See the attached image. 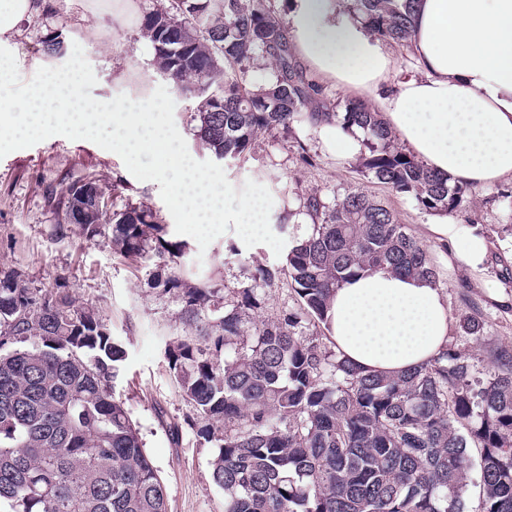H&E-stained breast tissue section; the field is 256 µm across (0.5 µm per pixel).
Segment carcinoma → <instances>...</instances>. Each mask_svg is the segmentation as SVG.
I'll return each instance as SVG.
<instances>
[{
    "mask_svg": "<svg viewBox=\"0 0 512 512\" xmlns=\"http://www.w3.org/2000/svg\"><path fill=\"white\" fill-rule=\"evenodd\" d=\"M415 0H351L370 32L404 45ZM156 67L195 99L197 139L236 162L257 134L341 118L375 140L363 168L414 196L427 211L454 213L465 189L397 144L378 111L349 101L342 114L316 106L318 89L297 62L271 0H165L142 20ZM274 77L252 89L237 74L257 58ZM89 240L147 258L150 287L175 296L191 338L166 343L170 373L191 405L184 423L216 449L213 483L224 512H467L468 449H481V512H512V346L489 351L478 375L470 356L445 350L398 376L363 374L305 330L326 321L331 293L354 275L389 269L436 278L427 249L393 212L360 189L329 201L303 196L312 231L287 255L298 308L259 319L272 273L255 269L233 299L172 272L184 243L165 239L152 210L112 212L93 179L50 192L59 225L86 190ZM111 234H106V227ZM460 328L478 341L474 308ZM24 349L3 352L16 343ZM125 350L96 310L18 273L0 278V512H168V494L116 397Z\"/></svg>",
    "mask_w": 512,
    "mask_h": 512,
    "instance_id": "1",
    "label": "carcinoma"
}]
</instances>
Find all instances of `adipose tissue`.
Wrapping results in <instances>:
<instances>
[{
  "mask_svg": "<svg viewBox=\"0 0 512 512\" xmlns=\"http://www.w3.org/2000/svg\"><path fill=\"white\" fill-rule=\"evenodd\" d=\"M300 60L343 91L376 98L386 126L424 165L451 182L487 188L512 180V0H416L411 47L419 71L401 70L350 18L345 0H292L286 18ZM447 251L484 276L488 243L478 224H432ZM328 335L366 374H400L439 357L452 325L441 284L387 270L333 294Z\"/></svg>",
  "mask_w": 512,
  "mask_h": 512,
  "instance_id": "ef3b65f1",
  "label": "adipose tissue"
}]
</instances>
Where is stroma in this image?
I'll use <instances>...</instances> for the list:
<instances>
[{"instance_id":"35a3bbf8","label":"stroma","mask_w":512,"mask_h":512,"mask_svg":"<svg viewBox=\"0 0 512 512\" xmlns=\"http://www.w3.org/2000/svg\"><path fill=\"white\" fill-rule=\"evenodd\" d=\"M47 2L49 11L38 13L9 46L23 81H30L39 67L64 64L66 51L78 45L96 74L97 84L90 93L98 100L121 93L146 98L163 84L152 45L140 32L144 14L159 0H129L121 25L107 8L93 15L84 13L81 0ZM54 29L65 35V53L48 58L40 53L39 41ZM293 131L292 144L279 136L258 134L244 159L224 164L230 183L240 189L251 179L270 190L274 200L270 222L286 225L283 238L289 244L310 230L302 222V198L307 194L330 199L355 188L382 202L429 252L454 325L449 347L476 355L479 368L487 369V350L512 345V183L468 189L463 210L449 216L457 224L483 226L489 241L486 278H476L462 266L449 272L440 245L426 230L440 221V213L423 210L412 196L367 176L360 158H335L320 144L314 125L297 124ZM299 143L315 154V166L298 163ZM89 174L97 177L114 209L129 203L150 207L158 222L168 225L167 239L177 240L158 183L136 179L116 153L88 140L59 135L0 158V272L21 273L37 288L61 282L64 294L94 307L126 349L116 391L166 485L169 512H224V493L210 477L214 450L183 427L189 405L165 357L167 341L191 334L180 319L179 304L171 295L148 287L152 262L123 258L105 239H86L78 225L58 226L48 199L50 190H61ZM185 243L181 273L189 281L207 280L230 290L261 266L274 276L265 290L262 316L277 317L295 307L296 296L284 273L286 258L275 255L269 246H244L231 230L204 250L193 238ZM471 302L486 321L479 345L458 326Z\"/></svg>"}]
</instances>
